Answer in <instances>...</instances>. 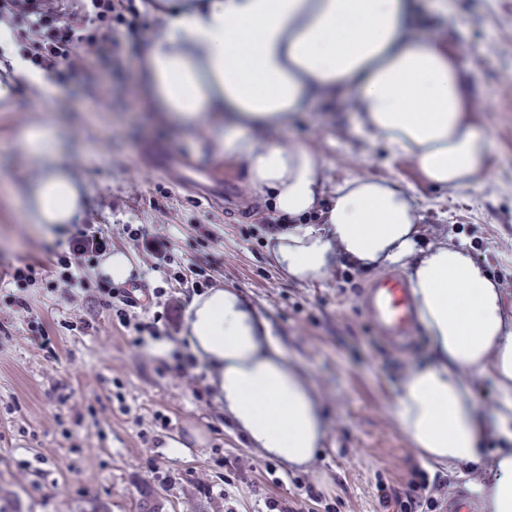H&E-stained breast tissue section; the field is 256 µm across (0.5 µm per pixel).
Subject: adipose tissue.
Here are the masks:
<instances>
[{"label":"adipose tissue","mask_w":512,"mask_h":512,"mask_svg":"<svg viewBox=\"0 0 512 512\" xmlns=\"http://www.w3.org/2000/svg\"><path fill=\"white\" fill-rule=\"evenodd\" d=\"M151 13L161 33L136 72L146 99L166 124L208 126L197 154L241 163L248 195L280 218L269 250L287 277L319 281L338 260L406 273L431 346L402 386L397 419L423 462L489 466L472 490L484 512H512V318L490 274L466 241L420 247L415 200L397 181L353 177L329 194L310 150L256 139L350 90L361 137L411 157L434 188H465L493 148L471 112L474 76L416 30L414 0H159ZM24 143L41 171L19 190L23 214L50 234L76 217L79 182L53 127L30 128ZM187 320L189 351L244 439L311 466L325 435L321 404L270 322L222 288L195 296ZM487 373L499 391L495 430L510 443L490 461L472 399Z\"/></svg>","instance_id":"adipose-tissue-1"}]
</instances>
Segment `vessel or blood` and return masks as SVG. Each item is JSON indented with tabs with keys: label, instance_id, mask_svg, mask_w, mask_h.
<instances>
[{
	"label": "vessel or blood",
	"instance_id": "1",
	"mask_svg": "<svg viewBox=\"0 0 512 512\" xmlns=\"http://www.w3.org/2000/svg\"><path fill=\"white\" fill-rule=\"evenodd\" d=\"M141 156L147 166L171 176L179 187L192 190L200 200L223 201V185L188 167L179 152L149 145L143 148ZM363 305L379 336L397 344L411 336L417 323V310L406 279L391 275L374 282L364 295Z\"/></svg>",
	"mask_w": 512,
	"mask_h": 512
}]
</instances>
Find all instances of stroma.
Segmentation results:
<instances>
[{"instance_id":"stroma-1","label":"stroma","mask_w":512,"mask_h":512,"mask_svg":"<svg viewBox=\"0 0 512 512\" xmlns=\"http://www.w3.org/2000/svg\"><path fill=\"white\" fill-rule=\"evenodd\" d=\"M139 25L144 37L132 41L123 25L88 19L84 32L116 39L120 49L107 67L78 48L64 88L0 73L8 90L0 98V512H140L147 496L160 512H270L273 501L292 512H397L381 505L378 484L402 497L416 474L452 489L482 480L480 470L423 464L400 427L401 384L430 340L419 326L399 349L372 329L362 295L378 271L340 263L318 282L285 277L266 250L275 214L247 198L239 164L196 154L206 129L168 127L141 99L126 111L136 67L158 35L149 13ZM419 27L478 77L472 112L494 147L472 187L433 189L410 157L357 135L349 92L257 139L310 149L330 191L351 177L397 180L418 203L423 246L466 238L512 314V0H452L444 17L422 9ZM106 67L110 92L99 98L90 77ZM45 124L62 130L83 185L81 212L50 236L23 219L13 192L40 173L22 134ZM147 144L223 177V204L207 205L145 166ZM84 227L108 236L112 251L134 255L130 285L158 294L147 308L127 309L126 321L102 304L113 285L100 272L102 256L85 257L83 293L63 281L68 242ZM28 264L37 279L16 278ZM217 287L265 314L307 372L327 422L309 468H285L250 448L221 417L199 367L178 368L176 355L188 352L186 311ZM139 321L154 323L172 357L137 341ZM36 326L49 345L34 340ZM177 439L189 451L173 452Z\"/></svg>"}]
</instances>
